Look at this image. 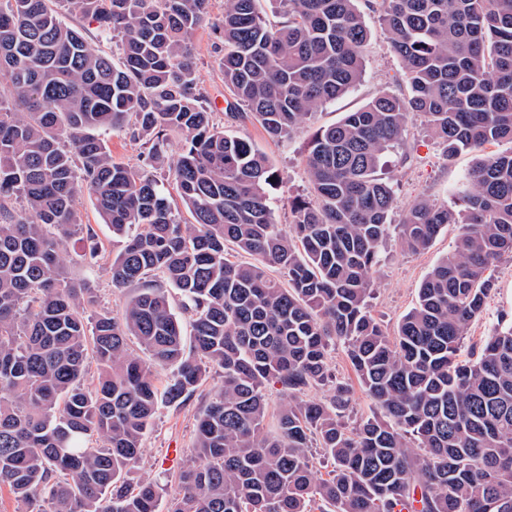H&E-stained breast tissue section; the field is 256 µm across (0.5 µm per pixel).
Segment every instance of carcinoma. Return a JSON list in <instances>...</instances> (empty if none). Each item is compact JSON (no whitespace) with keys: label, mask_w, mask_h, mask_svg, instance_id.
Returning a JSON list of instances; mask_svg holds the SVG:
<instances>
[{"label":"carcinoma","mask_w":512,"mask_h":512,"mask_svg":"<svg viewBox=\"0 0 512 512\" xmlns=\"http://www.w3.org/2000/svg\"><path fill=\"white\" fill-rule=\"evenodd\" d=\"M258 2L225 0L215 26L228 117L282 141L360 82L369 30L359 0H271L275 27ZM62 4L118 39L121 62L63 23ZM209 5L0 0V487L23 512H157L154 483L128 491L123 475L159 407L197 393L213 366L224 384L198 417L201 463L181 471L169 512H512V321L465 344L512 256V150L478 158L462 210H406L407 251L449 224L462 232L394 335L368 304L396 206L377 171L409 114L448 158L512 143V0H378L408 95L381 93L316 130L314 199L291 202L287 230L267 158L212 122L192 45ZM126 125L148 165L171 169L192 221L112 157L103 133ZM85 192L122 242L113 285L140 286L119 318L89 313L94 289L65 276ZM229 244L254 261L231 260ZM151 276L179 292L191 347ZM338 345L380 410L351 429L354 390L330 367ZM271 381L288 393L272 415ZM322 386L327 398L306 396ZM315 444L334 463L325 479Z\"/></svg>","instance_id":"carcinoma-1"}]
</instances>
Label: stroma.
I'll use <instances>...</instances> for the list:
<instances>
[{"mask_svg": "<svg viewBox=\"0 0 512 512\" xmlns=\"http://www.w3.org/2000/svg\"><path fill=\"white\" fill-rule=\"evenodd\" d=\"M223 11L224 0H211V23L200 28L192 38L201 85L215 107L214 122L229 133L251 140L268 156L276 172L268 197L277 223L286 226L292 222V199L310 194L304 155L313 133L339 121L344 113L357 110L378 93L404 95L407 91L404 69L392 49L377 7H363L369 39L363 52L362 81L344 97L318 108L295 130L288 142L276 144L267 139L254 120L234 121L226 115L229 93L218 66L222 42L211 27ZM477 158V152L465 150L452 159H445L441 145L427 135L421 117L414 113L408 117L403 141L384 154L380 175L390 182L397 205L389 215L390 234L374 274L372 309L387 333H395L400 319L415 306L422 281L432 267L453 250L460 232L459 225H448L426 249L405 251L400 246L398 226L403 222L407 207L427 198L437 205L460 210L461 183ZM75 208L81 224L92 230L102 249L97 263L92 265L84 260L78 239H70L67 274L74 281L91 282L96 295V310L121 315L135 290L118 288L112 283L109 266L113 253L119 249L112 241V229L100 217L89 194L79 196ZM495 277V290L485 314L467 329V343L479 342L500 315L512 318V258H503L497 264ZM222 383L221 372L208 369L200 391L182 406L160 407L144 435L142 455L127 471L125 481L131 487L144 480L152 481L158 492V512H168L171 500L178 492V475L193 461L191 449L196 418L209 394Z\"/></svg>", "mask_w": 512, "mask_h": 512, "instance_id": "35a3bbf8", "label": "stroma"}]
</instances>
